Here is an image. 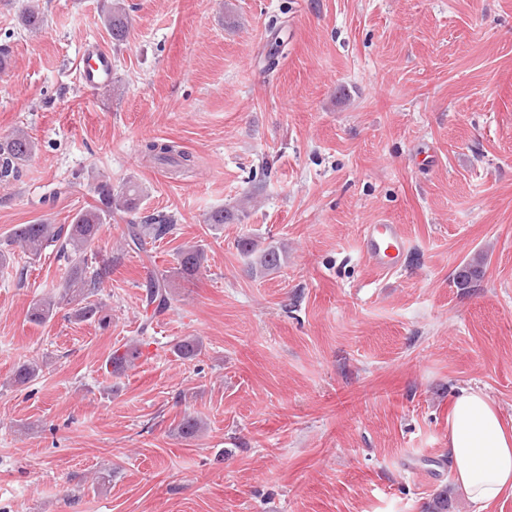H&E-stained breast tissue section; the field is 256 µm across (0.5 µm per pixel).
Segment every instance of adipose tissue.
Listing matches in <instances>:
<instances>
[{"mask_svg":"<svg viewBox=\"0 0 512 512\" xmlns=\"http://www.w3.org/2000/svg\"><path fill=\"white\" fill-rule=\"evenodd\" d=\"M448 451L458 489L478 512H494L512 492V425L484 392L464 389L448 413Z\"/></svg>","mask_w":512,"mask_h":512,"instance_id":"adipose-tissue-1","label":"adipose tissue"}]
</instances>
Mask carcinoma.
Instances as JSON below:
<instances>
[{
  "mask_svg": "<svg viewBox=\"0 0 512 512\" xmlns=\"http://www.w3.org/2000/svg\"><path fill=\"white\" fill-rule=\"evenodd\" d=\"M100 20L113 41L120 43L126 39L129 20L123 4H112L100 14ZM35 149V142L22 130H16L1 140L0 177H7L17 171L34 154ZM142 153L150 160L173 165L176 172L183 175L191 172L195 166L192 154L177 149L170 142L148 141L143 145ZM142 193V188L133 181L127 182L117 192L112 191V184L105 181L97 187V204L77 212L71 223L60 226L43 223L20 224L14 229V242L25 253L38 257L50 243L58 242L63 256L71 264L60 295H46L33 303L28 313L31 322L38 325L49 322L64 302L73 305V315L78 320H105L101 303L90 301V297L100 291L105 279L109 277L111 266L104 263L98 266L89 264L88 249L97 240L102 224L112 219V213L135 211L142 199ZM250 203L251 199L245 197L231 208L217 210L209 215L207 223L221 225L229 220L240 221L248 215ZM172 230L173 224L167 218H153L141 224L131 223L126 227V245L131 249L143 250L148 242L161 239ZM239 248L250 259L249 271L252 273L273 271L281 265L282 252L274 246L262 248L254 239L243 238L239 242ZM206 262L207 254L203 245L186 243L176 252L175 276L162 273L149 281L145 289V302L146 307L152 309L151 317L141 324L139 338L127 344L123 352H112L106 361L112 372L121 373L134 364L141 354L145 335L152 329L153 318L172 307L176 282L195 280ZM483 275V262L466 263L456 273L457 284L466 288L480 280ZM40 371L41 365L37 362L23 364L16 371L15 381L25 384L37 377Z\"/></svg>",
  "mask_w": 512,
  "mask_h": 512,
  "instance_id": "obj_1",
  "label": "carcinoma"
}]
</instances>
